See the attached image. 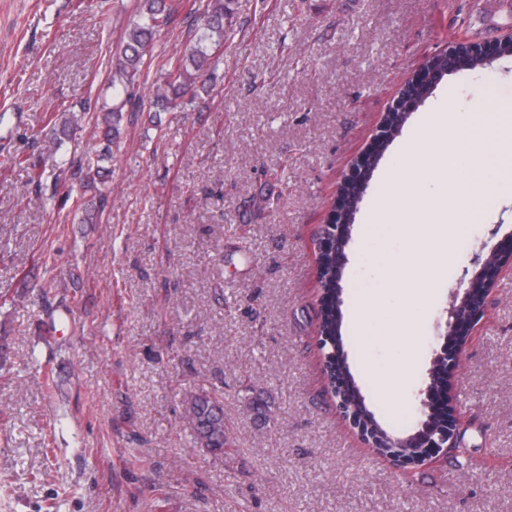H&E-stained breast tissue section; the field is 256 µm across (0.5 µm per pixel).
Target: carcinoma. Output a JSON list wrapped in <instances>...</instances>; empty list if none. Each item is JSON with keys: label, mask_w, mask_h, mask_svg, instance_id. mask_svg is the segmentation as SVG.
Segmentation results:
<instances>
[{"label": "carcinoma", "mask_w": 512, "mask_h": 512, "mask_svg": "<svg viewBox=\"0 0 512 512\" xmlns=\"http://www.w3.org/2000/svg\"><path fill=\"white\" fill-rule=\"evenodd\" d=\"M235 0H205L197 10L189 13L193 33L190 45L179 57H171L157 65L153 83L154 102L166 112H181L191 104L199 90L205 89L223 56L224 20L234 14ZM137 20L126 29L124 38L110 60L108 87L115 100L91 107L87 101L77 102L56 115L54 138L48 151L53 155L62 142L70 139L81 128L83 113L96 112L94 127L106 141V153L96 159L80 156L71 162L73 175L82 193L97 194L104 204V194L98 188L105 168L101 162L109 159L112 143L120 136L123 112L130 94L143 72L154 62V43L157 34L168 27L174 15L165 0H138ZM455 73H465L484 66L481 58L471 54L467 47L454 58ZM187 419L196 444L212 453L224 452V411L209 394L201 392L190 397L186 408Z\"/></svg>", "instance_id": "obj_1"}]
</instances>
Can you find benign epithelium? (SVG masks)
<instances>
[{"mask_svg":"<svg viewBox=\"0 0 512 512\" xmlns=\"http://www.w3.org/2000/svg\"><path fill=\"white\" fill-rule=\"evenodd\" d=\"M417 108L402 96H397L388 112L383 114L376 133L371 139L375 144L384 141L402 128ZM376 158L371 149L361 154L350 166L341 184H353L360 189L368 188L372 180ZM348 204L341 195H336V205L331 207L317 247V258L335 261L336 276L343 275L348 264V249L352 240L353 225L347 223ZM478 268L467 280L465 287L452 291L445 316L436 326L437 346L432 352L429 367L422 387L418 390L421 419L418 429L411 434L416 441L418 453L410 455L402 448V441L392 440V451L387 460L397 466L407 463L421 465L429 458L446 455L459 446L458 421L448 419V411L454 410L452 403L454 373L461 359L462 346L484 317L491 288L500 272L512 265V234H505L494 244L489 254L477 260ZM348 390L347 377L336 374V385L332 395L353 428L369 445H374L370 435L373 425L368 414L357 416L345 402Z\"/></svg>","mask_w":512,"mask_h":512,"instance_id":"obj_1","label":"benign epithelium"}]
</instances>
